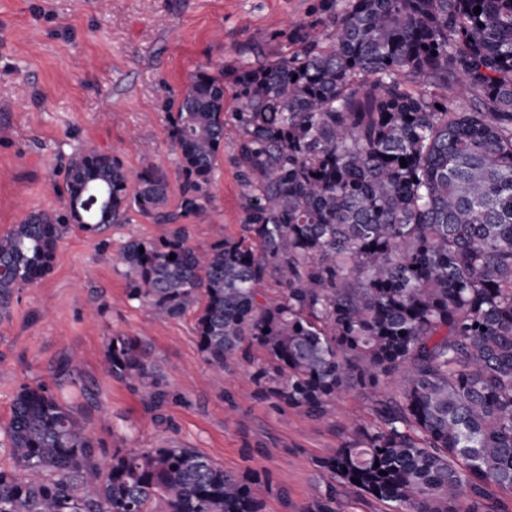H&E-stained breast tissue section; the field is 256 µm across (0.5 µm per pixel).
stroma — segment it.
Instances as JSON below:
<instances>
[{"instance_id": "stroma-1", "label": "stroma", "mask_w": 512, "mask_h": 512, "mask_svg": "<svg viewBox=\"0 0 512 512\" xmlns=\"http://www.w3.org/2000/svg\"><path fill=\"white\" fill-rule=\"evenodd\" d=\"M320 0H0V234L38 209L63 211L65 168L83 150L117 151L129 173L142 168V146L169 181L177 209L182 178L168 136L190 77L201 67L287 53L288 34L311 20ZM224 146L211 184L213 203L187 217L191 242L208 246L238 236L239 185ZM168 230L139 214L93 236L71 227L54 266L38 285L16 291L0 318V425L20 386L53 385L76 355L96 401L88 428L103 460L123 448H193L231 472H270L287 502L266 512H298L316 493L315 462L338 448L349 417L372 420L370 400L354 395L318 421L254 398L252 368L240 362L216 386L194 332L195 315L159 321L129 299V280L108 256L133 238ZM139 339L179 399L147 412L126 385L103 371L109 336Z\"/></svg>"}]
</instances>
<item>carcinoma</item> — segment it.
<instances>
[{
    "label": "carcinoma",
    "mask_w": 512,
    "mask_h": 512,
    "mask_svg": "<svg viewBox=\"0 0 512 512\" xmlns=\"http://www.w3.org/2000/svg\"><path fill=\"white\" fill-rule=\"evenodd\" d=\"M227 115L242 233L199 248L179 220L211 205ZM169 136L180 213L151 152L134 183L118 156L80 152L66 212L33 211L0 235V318L50 273L71 225L100 235L132 211L171 224L113 261L155 318L195 312L217 384L244 360L253 396L275 407L321 420L344 396L372 401L373 420H351L316 461L300 512H341V487L388 512H508L489 488L512 492V0H323L288 53L198 69ZM103 370L150 412L176 400L135 337L108 339ZM62 372L93 399L74 358ZM0 436V512L288 502L269 472H229L193 448H126L105 466L83 406L42 383L19 388Z\"/></svg>",
    "instance_id": "carcinoma-1"
}]
</instances>
